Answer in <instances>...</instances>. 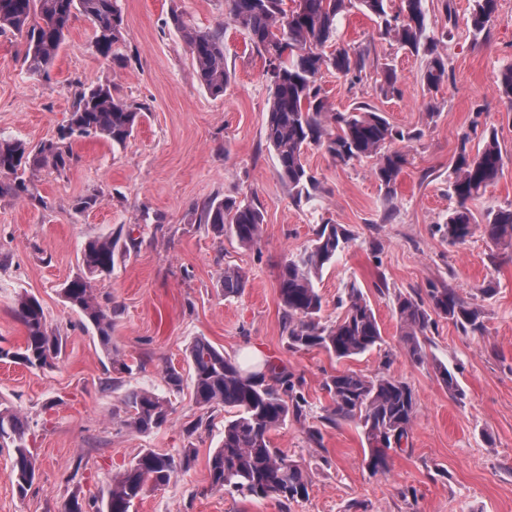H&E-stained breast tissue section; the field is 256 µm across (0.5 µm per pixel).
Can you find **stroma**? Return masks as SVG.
<instances>
[{
  "mask_svg": "<svg viewBox=\"0 0 512 512\" xmlns=\"http://www.w3.org/2000/svg\"><path fill=\"white\" fill-rule=\"evenodd\" d=\"M475 0H423L427 33L440 37L449 78L438 91L420 81L423 54L383 39L375 22L353 10L340 16V44L366 50L362 79L350 83L323 71L319 83L336 111L360 104L381 112L407 133L392 149L408 162L393 196L373 174L374 161L342 164L309 146L304 160L319 181L315 199L294 204L277 176L264 139L271 91L264 61L234 26L224 33L231 80L222 96L196 79L187 48L168 23L187 12L203 28L225 23L224 0H121L127 19L123 69H110L91 45L89 22L77 19L50 80H35L23 65L24 42L0 34V136L31 144L56 137L72 107L75 82L116 83L145 108L124 147L99 139L77 143L69 170L42 172L43 204L0 198V347L17 348L24 327L14 312L18 294L35 295L63 351L44 371L0 362V403L25 414L37 476L19 494L12 451L0 448V512H62L71 496L99 501L114 476L149 448L180 457L196 450L187 470L165 487L147 489L132 512H512V246L475 232L453 245L442 228L457 201L449 188L460 150L476 153L496 133L505 164L496 182L468 207L477 223L512 205V108L497 77L512 64V0H498L497 19L481 34L466 25ZM395 68L397 94L381 87L383 67ZM99 204L76 211L77 198ZM254 201L264 216L261 241L242 248L232 236L214 237L195 209L212 197ZM340 224L353 239L317 284L321 319L343 313L349 285L369 300L383 341L364 355L337 360L319 349L291 351L278 276L287 257L311 245L320 224ZM118 240L110 276L96 281L112 301V341L132 367L108 383L109 364L81 315L61 296L80 274V249L93 236ZM241 268L246 286L225 295L226 266ZM455 289L481 305L487 330L466 334L440 319L425 343L424 361L408 356L395 296L425 293L430 285ZM491 285L485 295L481 286ZM205 338L236 358H262L288 368L302 382L305 421H288L271 441L309 472L308 498L281 507L272 499L244 500L211 488L208 458L224 432V411L210 427L189 433L203 410L191 382L172 395L171 420L147 435L127 430L122 397L134 387L162 388L166 366L187 371L186 349ZM457 377L449 392L440 367ZM353 370L386 373L406 382L417 402L409 443L391 452L390 470L364 464L358 426L321 425L329 403L328 375ZM320 426L321 444L307 429Z\"/></svg>",
  "mask_w": 512,
  "mask_h": 512,
  "instance_id": "1",
  "label": "stroma"
}]
</instances>
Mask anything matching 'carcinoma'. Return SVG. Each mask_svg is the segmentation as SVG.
<instances>
[{
	"label": "carcinoma",
	"instance_id": "1",
	"mask_svg": "<svg viewBox=\"0 0 512 512\" xmlns=\"http://www.w3.org/2000/svg\"><path fill=\"white\" fill-rule=\"evenodd\" d=\"M227 19L249 40L265 64L272 89L265 126V141L278 161V177L296 204L309 202L317 179L304 162V150L317 145L344 164L362 158L376 160L374 174L387 193L407 163L406 154L387 145L403 139L379 112H336L318 84L325 69L344 77H361L366 51L336 42L337 21L352 8L373 18L380 35L391 37L405 50L427 56L421 80L436 91L448 80L447 58L438 51L439 41L427 39L422 0H401L399 11L390 13V0H224ZM498 0H476L468 18L479 34L496 19ZM94 28L95 53L109 66L123 68L128 62L123 47L126 23L120 0H0V33L25 37L23 65L37 78H47L55 66L66 34L78 17ZM169 24L180 34L191 56L196 75L214 96L224 95L231 74L224 59V28L201 29L186 12L175 11ZM501 97L512 104V64L499 73ZM143 117V108L120 96L110 82L85 85L73 92L68 123L57 138L31 147L21 140L0 137V197L44 204L35 182L48 169L64 172L75 160L74 144L99 138L124 146ZM504 165L497 136L491 133L483 148L472 155L461 150L455 162L450 188L457 206L448 215L444 233L452 244H462L477 224L467 206L495 183ZM198 223L207 225L218 238L229 226L238 243L247 248L260 243L263 214L254 203L214 197L202 204ZM482 231L493 242L512 241V206L495 211ZM352 234L338 224H321L312 244L285 260L279 274V294L288 318V349L319 348L338 359L372 351L382 341L376 315L361 289L346 291L342 317L332 323L320 319L322 297L317 282L323 270L344 251ZM117 243L110 236L88 239L80 252L81 274L62 288L70 308L91 327L110 365L118 374L131 372L112 345V308L96 294L95 280L112 274ZM243 273L224 268V295L245 287ZM15 312L25 330L21 347H0V360L34 370L50 369L61 352L62 342L48 327L38 298L21 294ZM396 312L404 345L413 360L424 358L421 339L442 318L471 333L486 330L485 315L477 305L462 300L452 288L431 285L426 297H397ZM187 364L196 403L204 409L223 407L224 433L208 462L211 488L236 493L244 499H274L286 505L309 495V474L303 465L273 446L271 432L289 419L304 420L308 401L300 381L278 364L265 362L254 370L243 368L204 338L188 347ZM165 390L137 387L124 396L128 430L148 435L169 421L172 407L168 394L183 386V374L174 367L163 371ZM323 389L330 397L321 421H351L360 427L367 453L364 461L374 473L389 469V451L401 447L416 417V399L404 381L378 373L368 376L341 372L328 376ZM28 419L8 406L0 407V447L13 450L12 467L17 490L25 494L36 478L33 455L27 446ZM194 449L186 448L180 460L144 450L121 474L112 478L106 498L95 512H130L147 486L164 487L189 465Z\"/></svg>",
	"mask_w": 512,
	"mask_h": 512
}]
</instances>
